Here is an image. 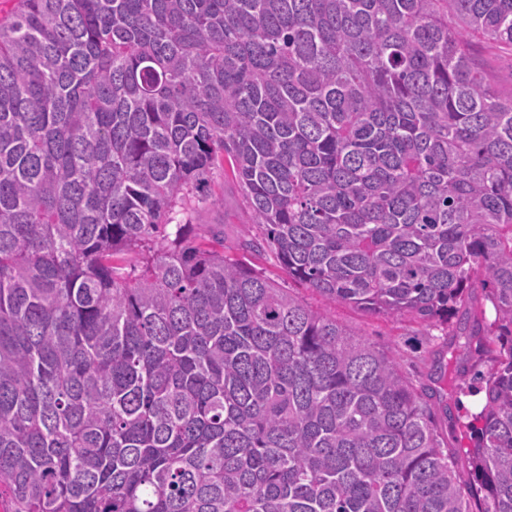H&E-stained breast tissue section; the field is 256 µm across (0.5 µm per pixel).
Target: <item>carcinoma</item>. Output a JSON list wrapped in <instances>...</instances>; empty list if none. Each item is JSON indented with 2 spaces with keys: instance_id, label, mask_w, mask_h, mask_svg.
Instances as JSON below:
<instances>
[{
  "instance_id": "cac0c4a2",
  "label": "carcinoma",
  "mask_w": 512,
  "mask_h": 512,
  "mask_svg": "<svg viewBox=\"0 0 512 512\" xmlns=\"http://www.w3.org/2000/svg\"><path fill=\"white\" fill-rule=\"evenodd\" d=\"M480 41L512 54V0H19L0 20L5 512H512V91ZM226 163L289 277L455 318L491 362L468 472L387 351L224 232L189 235ZM476 56L484 70L490 74L493 86L503 93H509L512 88L511 54L482 44L476 48Z\"/></svg>"
}]
</instances>
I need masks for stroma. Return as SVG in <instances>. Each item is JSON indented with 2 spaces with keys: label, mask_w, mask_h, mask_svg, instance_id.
<instances>
[{
  "label": "stroma",
  "mask_w": 512,
  "mask_h": 512,
  "mask_svg": "<svg viewBox=\"0 0 512 512\" xmlns=\"http://www.w3.org/2000/svg\"><path fill=\"white\" fill-rule=\"evenodd\" d=\"M212 192V199L197 208L194 214L195 223L223 225L227 255L263 270L268 277L290 289L292 294L307 305L326 310L332 318L354 334L390 351L397 358L404 374L415 384L438 390L450 410L449 415L438 416V430L442 438L447 440L449 449L455 452L458 469L467 471L466 451L470 446V439L451 420L452 415L458 414L466 394L446 387L445 383L438 381L434 373L437 352L445 341L443 328L434 325L424 327L407 317L399 320L383 318L350 304L326 302L303 283L288 277L270 250L255 252L241 249L242 240L261 236L262 231L257 225L248 223L243 196L232 175L215 171Z\"/></svg>",
  "instance_id": "obj_1"
}]
</instances>
